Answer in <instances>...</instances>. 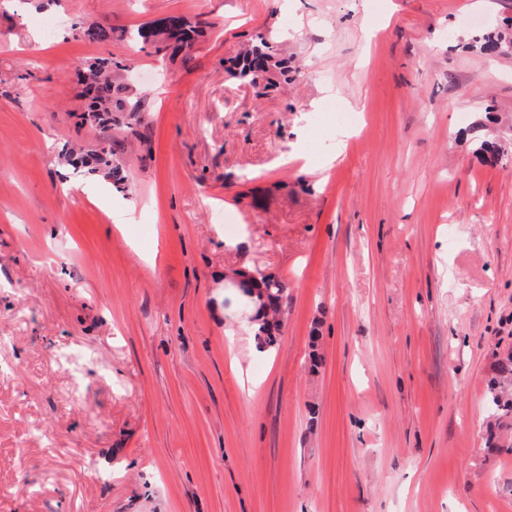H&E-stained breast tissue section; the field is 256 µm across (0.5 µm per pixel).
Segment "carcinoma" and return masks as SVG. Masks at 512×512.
<instances>
[{
	"mask_svg": "<svg viewBox=\"0 0 512 512\" xmlns=\"http://www.w3.org/2000/svg\"><path fill=\"white\" fill-rule=\"evenodd\" d=\"M113 31L97 24L79 22L73 25L72 36L89 41H112ZM198 35L196 28L181 22L180 39L176 44H169L170 34L164 26L155 28H140L136 37L153 46L155 54H161L168 49L175 51L191 46ZM512 42V28H490L484 32L476 43L482 53L488 56L503 55L506 42ZM88 76L82 83L81 97L86 101L82 122L96 126L117 127L129 126L130 121L138 119L139 105L129 103L127 87L118 81L116 73L126 70V65L112 58L96 59L85 64ZM275 73L278 80L288 83L296 80L297 71L290 66L288 58L282 56L277 48L266 41L239 55L233 62V74L252 77L256 74L266 76ZM68 159L75 169L81 170L87 176H96L105 172L118 189L126 188V176L122 163L116 158L112 144L99 148L90 156L68 152ZM240 288L244 294L256 298L263 314L255 316L257 327L255 336L258 345L267 346L276 341V334L281 327L279 315L283 311L287 299V284L284 280L273 276L263 275L260 278L243 276ZM486 400L494 418V424L489 429V443L494 448L512 452V443L503 441L498 431L504 421L512 419V353L496 360L494 375L489 379L486 389Z\"/></svg>",
	"mask_w": 512,
	"mask_h": 512,
	"instance_id": "cac0c4a2",
	"label": "carcinoma"
}]
</instances>
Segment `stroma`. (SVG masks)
Segmentation results:
<instances>
[{
	"label": "stroma",
	"mask_w": 512,
	"mask_h": 512,
	"mask_svg": "<svg viewBox=\"0 0 512 512\" xmlns=\"http://www.w3.org/2000/svg\"><path fill=\"white\" fill-rule=\"evenodd\" d=\"M172 15L203 29L191 52L131 38ZM507 18L512 0H0V512H512V452L484 444L512 349V147L483 157L469 132L512 127V57L473 41ZM81 20L111 41L74 39ZM258 34L297 81L228 73ZM108 56L129 129L78 118L77 71ZM109 140L129 191L61 152ZM228 271L287 279L274 348Z\"/></svg>",
	"instance_id": "obj_1"
}]
</instances>
